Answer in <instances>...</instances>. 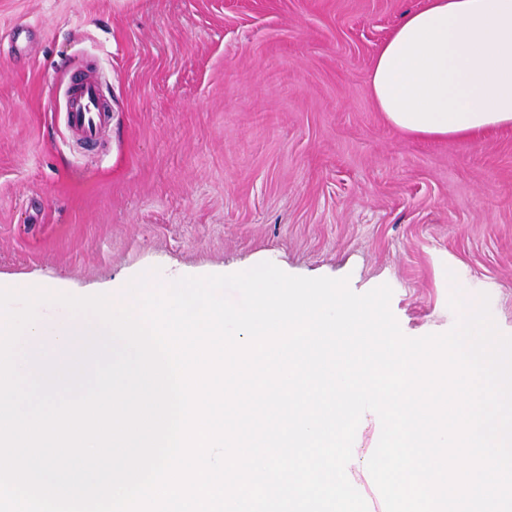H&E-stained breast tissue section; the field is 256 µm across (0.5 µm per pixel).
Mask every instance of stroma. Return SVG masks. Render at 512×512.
<instances>
[{
    "label": "stroma",
    "instance_id": "obj_1",
    "mask_svg": "<svg viewBox=\"0 0 512 512\" xmlns=\"http://www.w3.org/2000/svg\"><path fill=\"white\" fill-rule=\"evenodd\" d=\"M424 0H0V281L78 291L271 262L386 284L405 336L450 330L488 294L512 336V128L402 132L372 61ZM93 70L111 121L65 110ZM359 425L349 480L385 512Z\"/></svg>",
    "mask_w": 512,
    "mask_h": 512
}]
</instances>
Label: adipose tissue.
Segmentation results:
<instances>
[{
	"label": "adipose tissue",
	"mask_w": 512,
	"mask_h": 512,
	"mask_svg": "<svg viewBox=\"0 0 512 512\" xmlns=\"http://www.w3.org/2000/svg\"><path fill=\"white\" fill-rule=\"evenodd\" d=\"M371 97L410 134L448 138L512 126V0H426L376 54Z\"/></svg>",
	"instance_id": "1"
}]
</instances>
